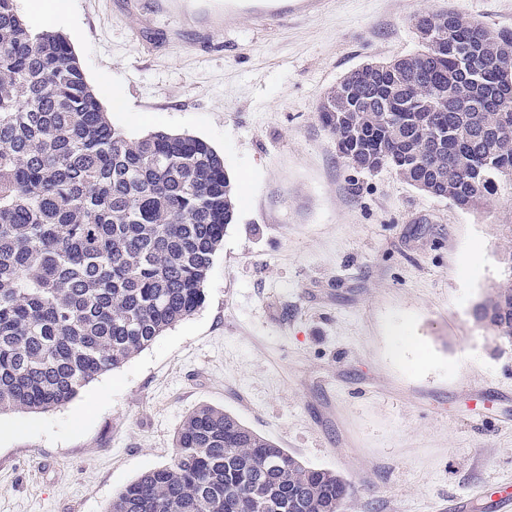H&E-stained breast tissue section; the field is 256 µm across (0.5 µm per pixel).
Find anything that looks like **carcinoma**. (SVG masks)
<instances>
[{
  "label": "carcinoma",
  "mask_w": 512,
  "mask_h": 512,
  "mask_svg": "<svg viewBox=\"0 0 512 512\" xmlns=\"http://www.w3.org/2000/svg\"><path fill=\"white\" fill-rule=\"evenodd\" d=\"M420 49L347 73L317 107L353 168H394L462 210L512 177V32L414 16ZM235 211L206 141L112 126L65 36L0 0V414L61 407L204 302ZM473 316L512 347V225ZM168 465L107 512H341L352 494L223 409L188 413Z\"/></svg>",
  "instance_id": "cac0c4a2"
}]
</instances>
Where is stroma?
<instances>
[{"instance_id":"1","label":"stroma","mask_w":512,"mask_h":512,"mask_svg":"<svg viewBox=\"0 0 512 512\" xmlns=\"http://www.w3.org/2000/svg\"><path fill=\"white\" fill-rule=\"evenodd\" d=\"M33 2L18 13L69 39L115 128L204 139L238 203L192 316L64 406L0 416V512H106L202 404L344 475L343 512H489L481 492L512 486V349L472 309L499 280L512 181L458 209L349 166L317 107L416 52V13L512 31V0H277L265 20L224 0Z\"/></svg>"}]
</instances>
